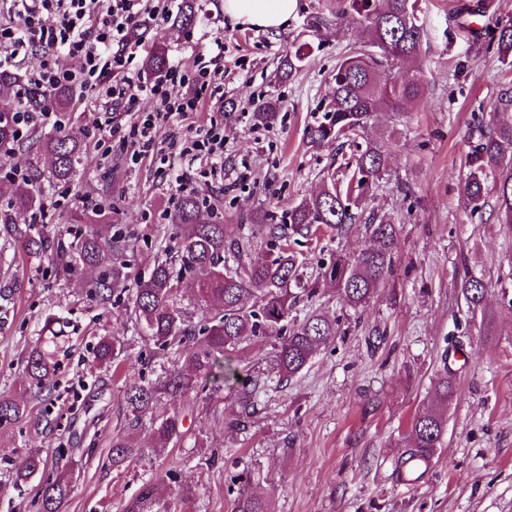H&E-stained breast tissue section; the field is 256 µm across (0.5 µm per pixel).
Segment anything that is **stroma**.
I'll list each match as a JSON object with an SVG mask.
<instances>
[{
    "label": "stroma",
    "instance_id": "35a3bbf8",
    "mask_svg": "<svg viewBox=\"0 0 512 512\" xmlns=\"http://www.w3.org/2000/svg\"><path fill=\"white\" fill-rule=\"evenodd\" d=\"M335 2L298 0L284 29L257 31L226 18L222 0H197L192 27L172 33L166 23L151 25L133 67L141 69L160 36L172 64L189 68L199 53L223 54L222 96H203L187 123L224 120V175L194 177L192 187L232 239L250 236V209H270L286 222L303 198L326 184H345L348 162L367 143L385 144L388 173L365 207L398 228L393 275L369 303L350 308L319 278L317 263L371 247L362 224L340 238L324 230L301 244L303 279L317 294L301 302L295 316L337 317L341 337L287 381L270 369L273 341L243 343L238 365L260 383L251 421L232 428L240 409L228 389L208 401L191 395L183 401L184 438L158 448L149 427L129 431L125 384L186 369L184 354L147 341L128 299L109 308L99 303L91 285L100 269L78 266L65 274L52 256H27L0 237V396L28 406L38 420L0 427V512H38L37 481L12 482L15 460L31 449L71 464L65 512H120L150 478L161 486L166 512H232L226 488L242 471L250 474L248 490L269 498L273 512H512V308L501 299L502 289L512 286V228L501 223L494 203L474 212L460 194L470 134L512 82L484 38L496 20L512 19V0H493L487 15L475 17L459 15L461 0H420L427 28L424 92L405 111L376 113L356 140L315 145L306 130L323 118L332 74L365 42L354 22L314 27L315 19L331 18ZM297 40L312 49L286 78L284 64ZM268 97L281 109L274 122L262 124L253 108ZM92 108L90 94H74L65 110L19 138L0 167V210L13 198L7 168L29 172L46 137L63 129L76 133L85 146L77 177L32 184L44 212L39 228L56 249L68 247L82 224L125 238L124 272L134 280L174 246L176 183L159 161H132L129 150L93 130ZM245 166L250 186L233 187ZM64 191L65 201L59 198ZM87 195L100 202V212L84 209ZM467 269L487 286L473 312L459 288ZM50 315L57 321L49 327ZM104 336L123 345L118 369L95 362ZM37 344L56 362L42 391L26 370ZM446 363L457 371V392L448 403L445 444L430 468L408 482L396 461L411 419L433 402V381ZM127 431L145 454L113 467L112 438ZM182 486L194 487L195 497L181 501Z\"/></svg>",
    "mask_w": 512,
    "mask_h": 512
}]
</instances>
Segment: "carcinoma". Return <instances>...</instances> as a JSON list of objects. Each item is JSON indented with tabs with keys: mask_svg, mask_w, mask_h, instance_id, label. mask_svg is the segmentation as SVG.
Returning <instances> with one entry per match:
<instances>
[{
	"mask_svg": "<svg viewBox=\"0 0 512 512\" xmlns=\"http://www.w3.org/2000/svg\"><path fill=\"white\" fill-rule=\"evenodd\" d=\"M419 0H338L336 25L359 21L364 25L371 53L364 49L348 56L332 75L323 120L308 130L310 142L321 144L357 136L364 131L375 113L382 109L399 112L418 97L427 83L423 71L405 77L399 70L414 63L422 52L426 31L420 18ZM198 17L197 0H182L176 14L167 18L170 27L186 29ZM488 44L495 46L500 61L512 68V20L498 21L487 34ZM145 73L156 78L167 69L166 48L156 39L155 49L143 61ZM30 112L61 109L69 89H48L25 82L23 75L0 69V99L16 97ZM280 109L275 99H265L255 106L257 117L271 120ZM512 87L500 94L491 109L486 126L478 127L479 137L471 148L467 164L469 173L460 193L472 210L487 203L494 192L496 206L505 223L512 224ZM17 136L12 122L0 113V149L9 150ZM42 154L50 162V172L58 180H70L80 161V140L69 132H61L42 144ZM388 150L371 143L358 156L350 179L342 188L326 186L288 212V223H275V215L265 210L247 214L253 235L275 239L268 256L244 260L251 250L252 239H230L224 225L205 216L198 198L182 196L174 206L172 229L178 245L179 262L166 258L154 263L147 277L134 287H126V275L117 263L120 245L103 239L90 228L74 230L70 249L60 257L63 272L76 264L104 269L97 282L96 293L102 304L123 294L129 295L137 322L145 336L160 348H176L186 354L193 373L166 372L155 381L133 382L126 387L125 402L129 427L136 429L149 418L155 446L175 445L183 436L184 418L179 404L191 393L217 392L220 385L235 390L242 415H251L256 382L243 376L233 363V353L247 340L272 338L276 348L273 370L289 379L299 374L312 358L331 344L338 333L337 321L323 313H312L298 321L292 310L304 296L311 298L316 289L301 284L298 274L301 261L291 242L316 234L324 225L346 233L359 219L361 208L372 184L387 172ZM40 208L33 191L23 184L16 188L12 208L0 212L3 236L20 244L30 256L38 257L51 249L50 241L31 233L27 217ZM374 240V247L351 258L337 255L323 267L321 275L336 286L345 303L353 308L364 305L394 271L397 248V225L384 217H374L364 225ZM236 263L229 264V259ZM460 291L468 307L476 310L483 302L486 287L483 280L464 270ZM188 296L196 303L220 302L215 311L200 310L194 316L178 305V297ZM122 353L119 341L103 338L98 342L96 361L112 365ZM31 382L43 389L54 371L51 355L41 346L31 349L26 360ZM436 402L411 420L409 442L397 460L398 470L409 475L418 472L411 461L420 466L431 464L435 449L443 447L445 414L448 399L456 391V371L443 362L433 382ZM163 396L172 402V410L162 418L151 416ZM25 410L11 398L0 397V424L17 423ZM144 453L133 446L127 434L112 438V465L122 466L129 458ZM48 457L34 449L15 464V481L27 483L43 473ZM71 492L67 468L42 490V512H63ZM157 487L146 482L138 494L122 505V512H157ZM232 512H271L267 501L249 493L241 484L233 501Z\"/></svg>",
	"mask_w": 512,
	"mask_h": 512,
	"instance_id": "1",
	"label": "carcinoma"
}]
</instances>
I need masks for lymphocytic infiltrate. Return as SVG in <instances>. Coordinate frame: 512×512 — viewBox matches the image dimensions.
Returning a JSON list of instances; mask_svg holds the SVG:
<instances>
[{
  "label": "lymphocytic infiltrate",
  "mask_w": 512,
  "mask_h": 512,
  "mask_svg": "<svg viewBox=\"0 0 512 512\" xmlns=\"http://www.w3.org/2000/svg\"><path fill=\"white\" fill-rule=\"evenodd\" d=\"M17 23L0 25V66L20 53L34 50L38 64L30 73L34 83L48 88L78 85L95 96L93 126L113 141L131 149L133 158L159 157L161 144L190 162L215 165L224 157V126L211 122L193 135L182 134L179 124L197 111L203 93H218L217 77L224 72L221 56L187 71L169 66L152 81H141L130 72L133 61L130 34L142 18H165L166 9L156 0H11ZM72 66H64V59ZM155 104L141 109V98ZM130 114L118 122V111Z\"/></svg>",
  "instance_id": "lymphocytic-infiltrate-1"
}]
</instances>
